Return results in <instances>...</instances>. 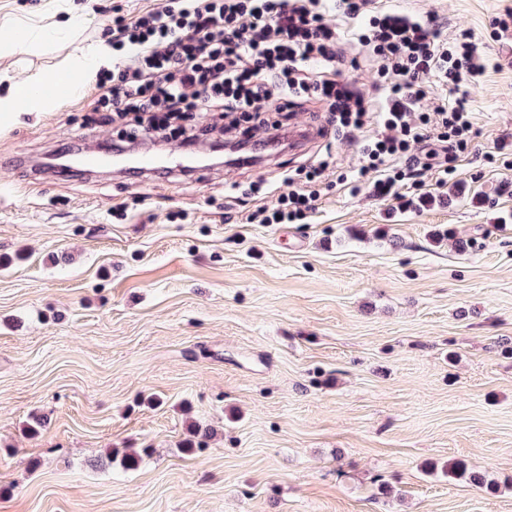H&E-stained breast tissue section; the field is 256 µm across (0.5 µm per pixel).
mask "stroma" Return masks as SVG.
<instances>
[{"mask_svg": "<svg viewBox=\"0 0 512 512\" xmlns=\"http://www.w3.org/2000/svg\"><path fill=\"white\" fill-rule=\"evenodd\" d=\"M160 3L0 0V22L60 28L0 55V91ZM380 5L470 30L491 62L468 91L477 136L428 202L350 193L354 137L305 223L251 224L321 140L58 175L50 154L120 131L95 120L96 84L0 118V512H512V31L494 32L512 0ZM192 423L211 434L188 453ZM128 448L148 454L110 459ZM453 461L487 484L448 481Z\"/></svg>", "mask_w": 512, "mask_h": 512, "instance_id": "stroma-1", "label": "stroma"}]
</instances>
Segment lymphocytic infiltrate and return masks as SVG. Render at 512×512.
Segmentation results:
<instances>
[{
  "label": "lymphocytic infiltrate",
  "mask_w": 512,
  "mask_h": 512,
  "mask_svg": "<svg viewBox=\"0 0 512 512\" xmlns=\"http://www.w3.org/2000/svg\"><path fill=\"white\" fill-rule=\"evenodd\" d=\"M356 20L359 47L374 71L370 91L334 76L345 61L337 19ZM112 73L99 76L96 111L125 121V146L179 142L240 130L243 143L268 145L288 135L296 113L325 108L341 140L365 131L358 177L379 196L419 187L427 173L447 184L472 141L462 87L487 63L470 32L455 45L430 16L382 11L377 0H164L135 20L112 19ZM450 85L453 103L423 108L431 74ZM316 191L300 188L256 224H299L315 209Z\"/></svg>",
  "instance_id": "lymphocytic-infiltrate-1"
}]
</instances>
